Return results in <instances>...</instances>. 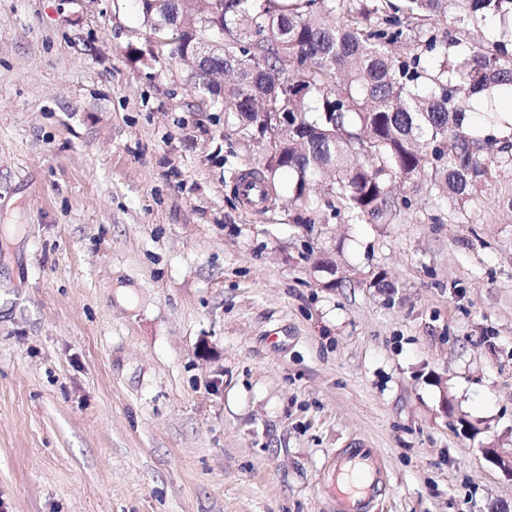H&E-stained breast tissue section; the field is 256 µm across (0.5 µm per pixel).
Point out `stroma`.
I'll use <instances>...</instances> for the list:
<instances>
[{
    "label": "stroma",
    "instance_id": "stroma-1",
    "mask_svg": "<svg viewBox=\"0 0 512 512\" xmlns=\"http://www.w3.org/2000/svg\"><path fill=\"white\" fill-rule=\"evenodd\" d=\"M147 50L128 0H0V512H336L352 441L376 512H512V214L249 210L258 148ZM364 446L359 443L354 448H341L329 466L336 476L337 512H374L387 484L383 459ZM345 476L348 485L341 489L338 481ZM353 476L356 483L352 481Z\"/></svg>",
    "mask_w": 512,
    "mask_h": 512
}]
</instances>
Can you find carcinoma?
I'll list each match as a JSON object with an SVG mask.
<instances>
[{"label": "carcinoma", "mask_w": 512, "mask_h": 512, "mask_svg": "<svg viewBox=\"0 0 512 512\" xmlns=\"http://www.w3.org/2000/svg\"><path fill=\"white\" fill-rule=\"evenodd\" d=\"M133 2L151 34L157 10ZM450 8L457 44L490 16L512 18V0H221L207 26L187 28L194 0H174L167 20L180 58L220 34L200 70L224 84L204 95L261 143L247 176L270 205L287 170L296 176L290 205L325 208L347 224H439L445 213L478 224L490 191L512 212V123L480 133L468 122L474 96L512 85V43L448 59L435 30ZM278 112L288 125L277 127ZM329 174L324 197L313 199L310 184ZM418 194L428 199L423 217Z\"/></svg>", "instance_id": "obj_1"}]
</instances>
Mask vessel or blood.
<instances>
[{
  "mask_svg": "<svg viewBox=\"0 0 512 512\" xmlns=\"http://www.w3.org/2000/svg\"><path fill=\"white\" fill-rule=\"evenodd\" d=\"M329 469L336 478L349 480L336 491L337 512H374L387 481L384 462L373 449L360 444L340 449Z\"/></svg>",
  "mask_w": 512,
  "mask_h": 512,
  "instance_id": "obj_1",
  "label": "vessel or blood"
}]
</instances>
